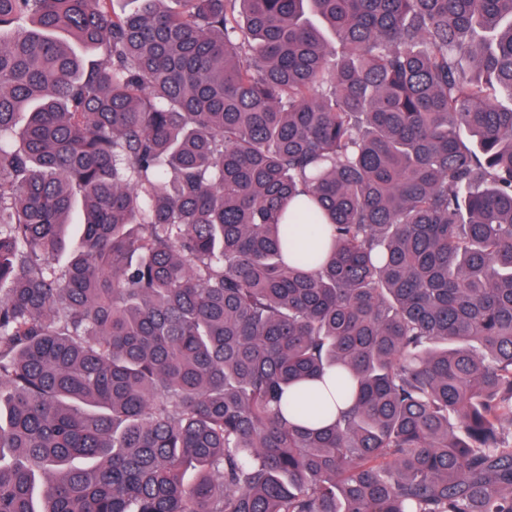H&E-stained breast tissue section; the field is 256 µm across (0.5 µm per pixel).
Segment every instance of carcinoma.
I'll list each match as a JSON object with an SVG mask.
<instances>
[{
    "label": "carcinoma",
    "instance_id": "1",
    "mask_svg": "<svg viewBox=\"0 0 512 512\" xmlns=\"http://www.w3.org/2000/svg\"><path fill=\"white\" fill-rule=\"evenodd\" d=\"M0 0V512H512V0Z\"/></svg>",
    "mask_w": 512,
    "mask_h": 512
}]
</instances>
